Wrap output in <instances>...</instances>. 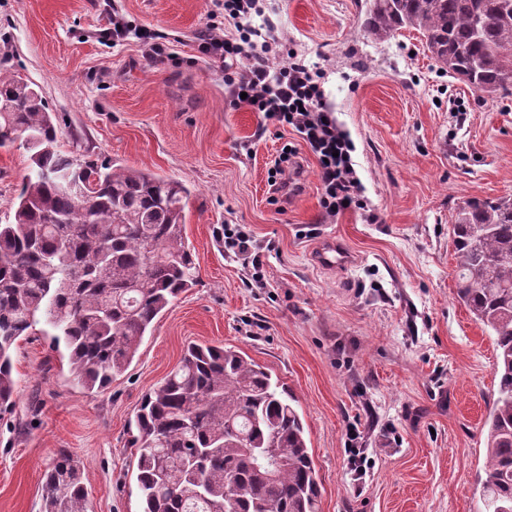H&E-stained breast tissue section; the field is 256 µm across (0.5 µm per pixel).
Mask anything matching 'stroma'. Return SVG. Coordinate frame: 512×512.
Returning <instances> with one entry per match:
<instances>
[{
	"label": "stroma",
	"mask_w": 512,
	"mask_h": 512,
	"mask_svg": "<svg viewBox=\"0 0 512 512\" xmlns=\"http://www.w3.org/2000/svg\"><path fill=\"white\" fill-rule=\"evenodd\" d=\"M221 2L0 0V71L39 86L61 150L191 189L185 243L198 270L104 391L78 385L50 337L20 341L19 398L0 417V512H41L60 448L83 464L88 512H141L135 412L191 343L242 351L292 392L318 512H483L494 338L456 298L451 229L463 200L512 198V90L490 96L448 76L417 31L373 39L370 0H262L281 39L277 64L320 68L324 100L354 145L362 206L327 219L306 144L235 105L223 70L197 49L223 24ZM116 11L162 35L166 58H145L134 38L113 43ZM287 144L301 188L278 202L268 169ZM28 170L24 149L0 148V223ZM223 224L262 246L264 287L218 240ZM327 236L343 240L351 266L315 263ZM354 446L370 462L361 482L348 466Z\"/></svg>",
	"instance_id": "obj_1"
}]
</instances>
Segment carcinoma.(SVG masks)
<instances>
[{
  "instance_id": "carcinoma-1",
  "label": "carcinoma",
  "mask_w": 512,
  "mask_h": 512,
  "mask_svg": "<svg viewBox=\"0 0 512 512\" xmlns=\"http://www.w3.org/2000/svg\"><path fill=\"white\" fill-rule=\"evenodd\" d=\"M365 29L376 40L419 31L432 58L478 91L512 85V0H371ZM15 142L30 174L12 220L0 224V416L16 406L12 353L22 337L39 331L65 344L74 378L105 389L197 282L184 240L189 189L62 151L36 84L0 72V147ZM453 245L457 297L497 351L480 494L487 512H512V199L464 201ZM134 425L142 512H318L295 399L244 353L187 346L143 396ZM87 501L79 461L59 449L44 473L42 512H87Z\"/></svg>"
}]
</instances>
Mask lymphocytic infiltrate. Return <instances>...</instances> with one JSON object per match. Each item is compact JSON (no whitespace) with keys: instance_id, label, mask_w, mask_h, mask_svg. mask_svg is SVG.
<instances>
[{"instance_id":"lymphocytic-infiltrate-1","label":"lymphocytic infiltrate","mask_w":512,"mask_h":512,"mask_svg":"<svg viewBox=\"0 0 512 512\" xmlns=\"http://www.w3.org/2000/svg\"><path fill=\"white\" fill-rule=\"evenodd\" d=\"M257 13V0H224V17L233 22L236 34L229 38L211 28L198 44L199 53L223 68L233 99L265 120L291 128L304 141L317 161L326 216L358 208L353 145L323 101L316 67L300 59L275 66V29L268 23L254 25Z\"/></svg>"}]
</instances>
